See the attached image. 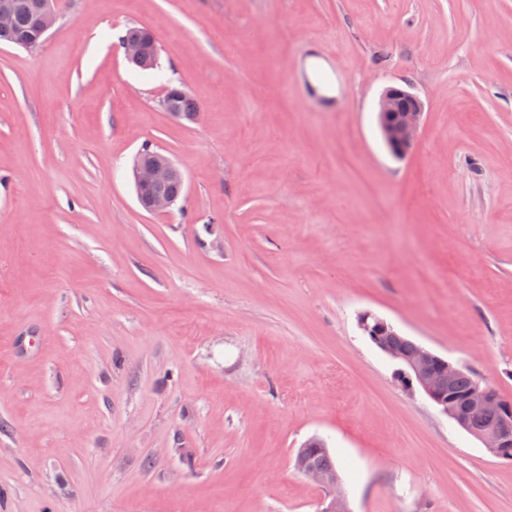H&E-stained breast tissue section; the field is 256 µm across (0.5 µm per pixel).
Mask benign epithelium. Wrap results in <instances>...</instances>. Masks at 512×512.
Wrapping results in <instances>:
<instances>
[{
  "mask_svg": "<svg viewBox=\"0 0 512 512\" xmlns=\"http://www.w3.org/2000/svg\"><path fill=\"white\" fill-rule=\"evenodd\" d=\"M57 0H38L37 9L41 20L40 32L45 36L59 20ZM423 117L422 106L410 92L400 88H388L378 102V123L383 142L395 155L405 156L417 139ZM174 174L184 178L182 171L166 155L151 159L137 154L132 164V179L141 208L149 214L166 213L176 200L169 196L151 195L149 188L158 180ZM358 325L363 335L390 360L398 363L394 380L406 392L420 394L460 428L473 434L493 456L512 462V399L503 396L494 386L478 381L469 393L468 407L460 413L452 406V395L447 382L461 374L463 366L453 363L422 345L413 348L406 363H400L395 348L397 329L385 319L363 312L358 315ZM494 410L498 422L490 432L474 428L475 419ZM298 471L306 478L327 488V495L320 502V512H349L346 501L338 488L336 478L315 466L300 461Z\"/></svg>",
  "mask_w": 512,
  "mask_h": 512,
  "instance_id": "7a95c632",
  "label": "benign epithelium"
}]
</instances>
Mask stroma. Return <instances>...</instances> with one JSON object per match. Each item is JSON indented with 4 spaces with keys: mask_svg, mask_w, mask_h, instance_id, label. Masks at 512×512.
Returning <instances> with one entry per match:
<instances>
[{
    "mask_svg": "<svg viewBox=\"0 0 512 512\" xmlns=\"http://www.w3.org/2000/svg\"><path fill=\"white\" fill-rule=\"evenodd\" d=\"M58 9L39 48L0 44V512H318L314 436L351 512H512V463L357 324L512 398V0ZM131 26L158 68L128 64ZM389 86L423 104L401 159ZM147 145L186 177L165 214L136 200ZM122 44L125 43H142L144 44V57L145 59L139 62L129 61L132 65L142 70L154 69L159 63V45L148 42L147 32L143 27L132 26L126 29L125 34L120 39ZM162 106L171 117L180 119L182 115V119L187 121H192L194 114L193 119H195L196 112H199V107L194 99L185 90L176 87L171 88L166 98L163 96ZM406 101L415 106L408 107ZM422 106L410 92L388 88L378 102V123L383 142L398 157L405 156L417 139L423 117Z\"/></svg>",
    "mask_w": 512,
    "mask_h": 512,
    "instance_id": "obj_1",
    "label": "stroma"
}]
</instances>
